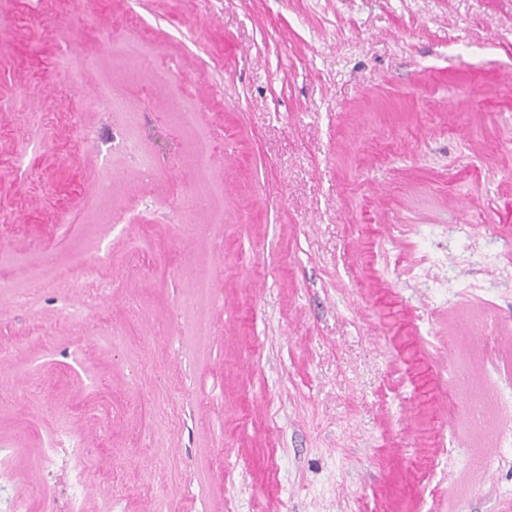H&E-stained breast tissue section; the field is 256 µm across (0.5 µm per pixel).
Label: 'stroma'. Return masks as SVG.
<instances>
[{"instance_id":"35a3bbf8","label":"stroma","mask_w":512,"mask_h":512,"mask_svg":"<svg viewBox=\"0 0 512 512\" xmlns=\"http://www.w3.org/2000/svg\"><path fill=\"white\" fill-rule=\"evenodd\" d=\"M0 96L10 492L50 512L76 478L85 512L512 501V0H0ZM134 118L167 146H140L148 187L116 141ZM108 248L107 308L64 320L75 259Z\"/></svg>"}]
</instances>
